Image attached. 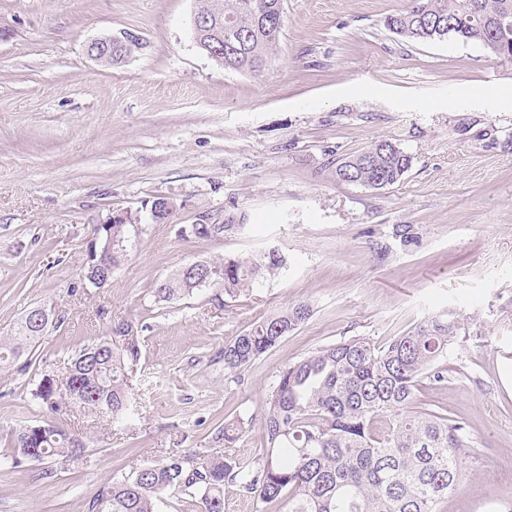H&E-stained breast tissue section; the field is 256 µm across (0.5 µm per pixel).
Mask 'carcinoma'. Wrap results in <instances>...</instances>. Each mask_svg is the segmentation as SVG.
Returning a JSON list of instances; mask_svg holds the SVG:
<instances>
[{"label":"carcinoma","instance_id":"1","mask_svg":"<svg viewBox=\"0 0 512 512\" xmlns=\"http://www.w3.org/2000/svg\"><path fill=\"white\" fill-rule=\"evenodd\" d=\"M284 0H195V7L224 22V68L261 76L283 29ZM512 21V0H406L385 26L414 41L452 37L483 46L496 59L512 61V39L499 35ZM412 158L381 139L336 162L340 183L382 189L399 182ZM245 216L229 212L222 224H190L184 236L211 239L237 233ZM129 224H99V253L118 269L126 257ZM288 268V257L270 246L250 257L224 255L203 267L180 269L159 282L154 294L172 300L196 289L215 290L212 300L237 297ZM311 317L296 303L263 318L224 344V370L233 374L272 350ZM47 325L23 317L14 335L0 339V370L22 356ZM460 329L451 312L431 315L411 330L377 346L352 337L322 347L278 371L260 407L265 451L249 462L228 455L170 451L162 458L112 477L99 490L92 512H154L168 490L189 497L196 512H224V485L233 483L253 499L254 512L284 505L287 512H443L477 453L464 422L421 406L422 381L448 382L446 359ZM108 341L80 349L62 375H43L34 397L50 412L75 408L120 424L133 414L126 356ZM244 433L235 416L219 430L229 448ZM11 459L41 460L75 454L77 444L49 424L11 432Z\"/></svg>","mask_w":512,"mask_h":512}]
</instances>
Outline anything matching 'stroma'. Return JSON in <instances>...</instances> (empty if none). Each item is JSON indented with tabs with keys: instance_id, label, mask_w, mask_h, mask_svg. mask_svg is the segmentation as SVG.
<instances>
[{
	"instance_id": "35a3bbf8",
	"label": "stroma",
	"mask_w": 512,
	"mask_h": 512,
	"mask_svg": "<svg viewBox=\"0 0 512 512\" xmlns=\"http://www.w3.org/2000/svg\"><path fill=\"white\" fill-rule=\"evenodd\" d=\"M403 4L284 0L280 43L255 78L198 48L194 0H0V336L31 307L54 316L0 372V512H91L114 474L173 449L250 460L282 367L446 310L461 324L448 382L419 397L469 425L479 463L445 512L512 503V62L392 33L384 20ZM127 30L143 47L124 62L88 55L92 39ZM379 139L412 158L399 183L334 180L336 160ZM157 196L175 204L163 224L144 219ZM230 210L244 230L181 236ZM116 211L142 221L94 288L81 279L93 228ZM269 245L287 272L223 306L207 288L152 293L188 263ZM299 302L310 319L232 378L225 342ZM131 338L125 424L61 419L34 399L75 351ZM237 415L249 424L228 449L215 436ZM44 422L81 440V455L13 463L7 434Z\"/></svg>"
}]
</instances>
